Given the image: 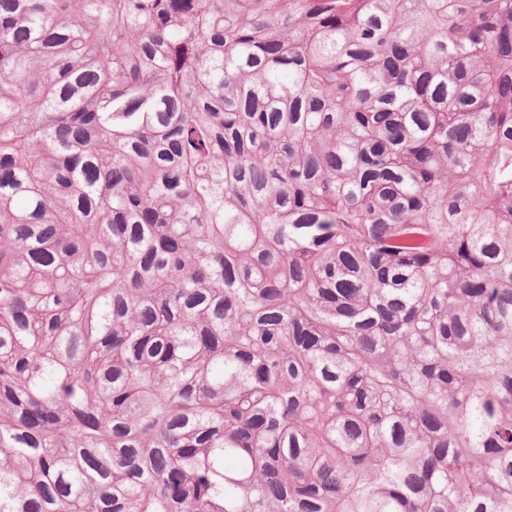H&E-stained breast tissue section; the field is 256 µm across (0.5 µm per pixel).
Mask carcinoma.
Segmentation results:
<instances>
[{"instance_id": "obj_1", "label": "carcinoma", "mask_w": 512, "mask_h": 512, "mask_svg": "<svg viewBox=\"0 0 512 512\" xmlns=\"http://www.w3.org/2000/svg\"><path fill=\"white\" fill-rule=\"evenodd\" d=\"M0 512H512V0H0Z\"/></svg>"}]
</instances>
